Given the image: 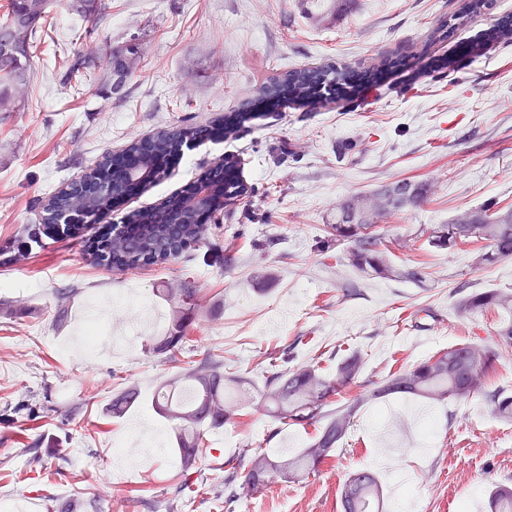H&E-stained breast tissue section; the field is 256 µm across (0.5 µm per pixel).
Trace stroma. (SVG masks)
I'll return each mask as SVG.
<instances>
[{
	"instance_id": "1",
	"label": "stroma",
	"mask_w": 512,
	"mask_h": 512,
	"mask_svg": "<svg viewBox=\"0 0 512 512\" xmlns=\"http://www.w3.org/2000/svg\"><path fill=\"white\" fill-rule=\"evenodd\" d=\"M88 22L56 4L31 61L18 110L0 112V248L16 247L42 221L49 197L106 154L182 120L221 126L247 111L234 136L187 151L167 177L141 188L99 224L42 239L0 264V502L22 512L63 503L77 512H149L178 482L172 424L152 400L171 364L144 346L170 321L165 293L198 291L190 331L198 352L223 351L259 384L266 360L293 350L294 365L334 371L356 351L361 372L348 397L399 367L470 341L493 344L500 313L459 318L473 290L512 291V259L428 246L424 231L464 210L512 205V38L490 39L512 0L430 39L455 0H105ZM136 42L140 58L121 92L100 82L73 89L63 54ZM398 60L379 85L316 108H267L260 87L281 72L329 64L363 69ZM238 162L248 197L205 226L206 248L133 272L97 265L88 244L102 225L155 206L222 158ZM402 179L429 181L425 202L377 226L395 276L374 277L327 258L336 205ZM233 254L231 266L222 257ZM422 264L426 280L402 272ZM113 298L112 352L90 349L83 326L92 300ZM142 402L108 407L123 383ZM315 427L284 426L257 410L211 429L202 478L223 474L251 442L292 453ZM372 472L383 512H488L492 483L512 486V422L482 398L428 402L391 395L361 404L318 473L277 481L235 512H340L345 477Z\"/></svg>"
}]
</instances>
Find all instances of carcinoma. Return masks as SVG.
<instances>
[{
	"label": "carcinoma",
	"instance_id": "cac0c4a2",
	"mask_svg": "<svg viewBox=\"0 0 512 512\" xmlns=\"http://www.w3.org/2000/svg\"><path fill=\"white\" fill-rule=\"evenodd\" d=\"M487 0H461L458 13L437 23L433 34L444 36L448 23L485 9ZM53 0H7V8L0 20V112H14L17 108V76H30V61L41 41L42 32L51 12ZM69 11L88 21L95 19L105 9L102 0H67ZM103 62L99 80L113 93L118 85L111 76L120 77L119 85L131 76L135 58L128 55V48L114 47L105 43L100 48ZM388 62L383 61L355 74L348 66L327 65L316 69H296L263 87V96L275 106L283 102L314 104L322 98V91L337 90L352 97L364 82L378 83ZM88 64L85 58L74 53L68 57L64 76L66 81L81 86L86 77ZM212 135L210 127L203 124L176 122L167 129L125 148L127 155L103 157L81 182L73 183L54 194L44 205L43 223L25 225L21 230L23 240L40 242L42 237L67 232L59 224H66L73 212L75 192L89 181H112L100 191L99 205L85 212L84 223L96 224L108 203H120L129 183L136 179L143 185L155 184L167 175V169L159 167L133 177L139 154L155 145L161 149L162 160L175 157L190 144L198 145ZM237 171L236 161L224 158L220 165L209 172L208 182L217 195L213 208L224 212V207L248 192ZM197 182L187 184L174 198L166 203L141 212L143 219L162 230L170 227V211L177 198L193 193ZM431 193L428 183L407 182L399 187H389L372 195H352L338 207L336 223L331 229L336 245L349 244L335 256L336 261L346 262L356 270L388 277L392 268L388 264L382 241L375 227L379 218L387 213L399 212L409 205L426 200ZM91 242L100 251L99 264L118 272L133 271L151 265L174 260L185 253L180 250L171 256L146 254V233L140 224H109ZM429 247L453 250L469 247L475 264L494 263L512 258V207L489 202L477 210H466L449 224H437L426 239ZM171 328L164 336L149 343L147 353L163 355L175 365L176 373L161 385V392L154 399L157 413L177 422L175 450L180 458L181 481L175 493L164 505L167 512L180 507L183 491L194 483L198 473L197 462L210 453L206 442L207 429L220 427L235 419L239 412L252 405L264 407L270 416L282 424L317 426L316 433L305 448L287 456L276 455L267 449L250 445L239 450L233 471L224 476V512H233L235 502H244L261 494L276 479L298 480L316 471L345 436L362 401L354 397L336 404V395L353 384L361 369V359L353 352L341 358L332 375L320 368L300 365L294 368H278L277 359H270L265 368L262 388L251 393L244 388L243 379L224 365V356L208 351L200 359H194L195 349L188 346L187 336L198 303L195 293L185 289L170 298ZM491 311H505L509 319L496 328L494 345L462 343L439 350L409 368H400L381 381L373 383L368 397L379 399L389 395L418 396L433 401L468 400L482 396L499 418L512 421V393L504 388L488 389L487 380L496 369L501 355L512 350V293L498 289L472 292L457 303V314L467 317ZM139 398L138 390L131 384L121 388L112 398V414L119 415L134 405ZM382 493L374 474L355 471L348 475L341 495L342 512H380ZM488 506L490 512H512V488L507 485L493 487Z\"/></svg>",
	"mask_w": 512,
	"mask_h": 512
}]
</instances>
